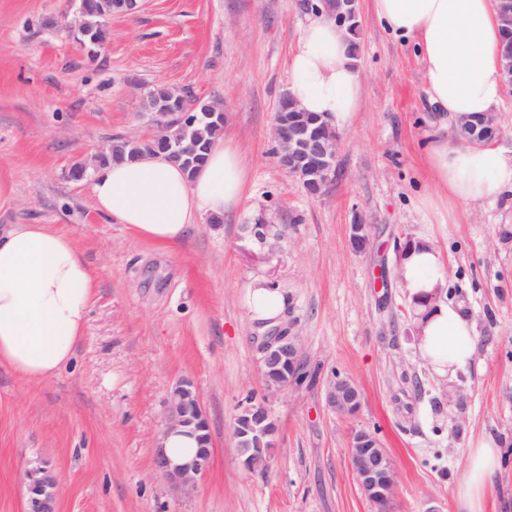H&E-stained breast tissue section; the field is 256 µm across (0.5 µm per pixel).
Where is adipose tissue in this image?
<instances>
[{
    "mask_svg": "<svg viewBox=\"0 0 512 512\" xmlns=\"http://www.w3.org/2000/svg\"><path fill=\"white\" fill-rule=\"evenodd\" d=\"M376 16L417 45L432 103L450 118L484 116L503 99L501 26L494 0H372ZM351 36L324 15H310L288 56V95L306 112L339 129L350 127L362 89ZM426 160L435 193L422 201L425 229L398 258V275L414 306L417 347L427 368L453 380L469 365L477 336L462 305L440 299L446 262L432 225L447 223L456 206L494 204L512 193V154L487 144L468 145L437 133ZM239 147L218 140L205 164L187 175L162 155L112 162L93 175L97 211L129 225L145 239L176 244L203 217H223L246 190ZM96 294V280L69 235L51 224H15L0 232V366L38 383L71 361ZM256 321L286 309L280 288L263 279L246 288ZM497 441L470 444L456 496L464 512H484L489 480L498 466Z\"/></svg>",
    "mask_w": 512,
    "mask_h": 512,
    "instance_id": "ef3b65f1",
    "label": "adipose tissue"
}]
</instances>
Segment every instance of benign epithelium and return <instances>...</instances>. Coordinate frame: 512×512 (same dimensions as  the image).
I'll list each match as a JSON object with an SVG mask.
<instances>
[{
    "label": "benign epithelium",
    "mask_w": 512,
    "mask_h": 512,
    "mask_svg": "<svg viewBox=\"0 0 512 512\" xmlns=\"http://www.w3.org/2000/svg\"><path fill=\"white\" fill-rule=\"evenodd\" d=\"M308 12L323 14L340 24L358 16V0H303ZM65 32L72 40L84 37L80 46L103 49L108 42V29L87 31L84 25V9L77 8L74 20L67 23ZM150 135L148 145L158 151L172 147L191 157L197 156L198 146L186 141V123L196 121L189 112H155L146 116ZM459 133L471 135V144L486 143L497 137L499 128L493 115L474 124L468 118L455 120ZM272 142L278 164L300 184L305 193L313 198L323 196L336 181L338 171L340 135L336 128L323 117L308 116L298 111L297 105L285 95L280 98L272 129ZM261 370L266 390L273 393L293 386L301 377L303 362L298 337L288 329L278 327L275 334L265 336L260 344ZM327 401L334 410L354 414L360 405L359 391L349 381L333 383L327 393ZM243 414H250L233 439L242 440L244 447L237 449L241 463L250 473L264 474L269 467L270 452L264 440L274 436L276 424L267 409L256 410L247 403ZM190 429L200 441L196 455L187 461L168 456L163 446L166 436L182 429ZM214 448L209 425L200 399L192 385L183 381L168 394L163 427L153 448V467L156 474L170 487L188 492L210 468ZM351 468L364 495L379 509L390 502L395 493L393 469L388 454L379 439L367 430L359 431L349 450ZM27 488V512H57L58 481L48 465L42 464L25 470Z\"/></svg>",
    "instance_id": "benign-epithelium-1"
}]
</instances>
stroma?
Segmentation results:
<instances>
[{
	"instance_id": "obj_1",
	"label": "stroma",
	"mask_w": 512,
	"mask_h": 512,
	"mask_svg": "<svg viewBox=\"0 0 512 512\" xmlns=\"http://www.w3.org/2000/svg\"><path fill=\"white\" fill-rule=\"evenodd\" d=\"M356 70L362 98L341 130L339 174L321 198L277 164L271 129L288 84V55L306 22L301 0H142L108 18L96 61L67 38L71 0H0V230L53 224L77 242L96 296L73 362L37 385L0 367V512H26L23 474L47 463L58 512H377L352 472L356 432L376 433L397 493L388 512H460L468 443L490 434L500 468L485 512H512V194L465 205L435 227L448 299L478 335L476 359L453 382L456 411L414 345L411 304L395 275L397 244L422 224L433 192L426 151L437 131L412 42L359 0ZM186 90L224 110L240 148L246 192L220 223L202 219L165 246L93 207L71 166L112 137H138L142 97ZM371 226L362 252L355 220ZM287 228L263 248L251 225ZM285 293L314 383L267 394L246 286ZM360 392L355 415L326 400L333 376ZM187 381L209 424L211 467L189 493L157 477L152 448L169 389ZM277 425L267 474L247 472L232 438L247 397Z\"/></svg>"
}]
</instances>
